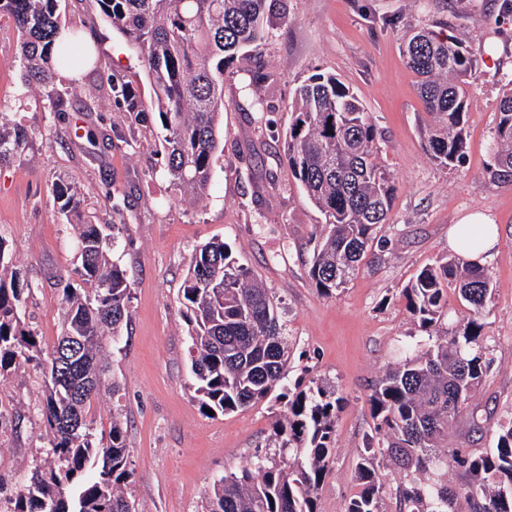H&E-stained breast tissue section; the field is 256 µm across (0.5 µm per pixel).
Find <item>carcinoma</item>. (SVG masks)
Returning a JSON list of instances; mask_svg holds the SVG:
<instances>
[{
  "label": "carcinoma",
  "mask_w": 512,
  "mask_h": 512,
  "mask_svg": "<svg viewBox=\"0 0 512 512\" xmlns=\"http://www.w3.org/2000/svg\"><path fill=\"white\" fill-rule=\"evenodd\" d=\"M62 0H0V18L19 33L22 79L55 108L67 89L62 73L95 63L81 33L61 21ZM99 12L141 55L155 97L144 102L133 83L113 74L101 84L108 100L140 121L151 114L174 190L205 201L220 146L224 72L238 55L271 35L275 0H94ZM408 67L431 120L420 134L429 158L443 169L465 160L466 95L475 61L456 40L429 29L402 36ZM285 159L306 199L323 216L308 277L329 296L352 280L367 244L386 232L395 184L378 161L376 124L363 103L332 74L311 75L288 103ZM32 134L0 123V165L20 155ZM493 180L512 178V87L502 92L489 142ZM53 205L77 229L79 281L62 286L61 331L48 344L24 321L33 284L23 279L0 238V374L36 362L41 370L40 415L49 449L28 484L0 485L3 512H135L125 496L131 477L121 417L97 433L92 402L109 382L106 341L130 319L132 282L112 259L104 225L87 197L66 177L52 183ZM469 317L448 327V286ZM493 288L485 267L445 256L402 288L406 308L427 340L372 385L374 434L360 453V489L345 512H381L395 496L399 512H512V420L497 426L495 446L448 452V431L494 368L493 346L481 321ZM188 322L194 393L201 408L228 414L274 395L283 401L272 426L286 461L257 456L250 466L214 481L204 512H318V491L336 453L340 399L320 387L288 389V343L276 297L222 241L192 256L180 288ZM391 466L400 481L380 474ZM452 467L469 476L464 489L448 484Z\"/></svg>",
  "instance_id": "1"
}]
</instances>
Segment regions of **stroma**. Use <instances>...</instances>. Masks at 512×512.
I'll return each mask as SVG.
<instances>
[{
    "label": "stroma",
    "instance_id": "stroma-1",
    "mask_svg": "<svg viewBox=\"0 0 512 512\" xmlns=\"http://www.w3.org/2000/svg\"><path fill=\"white\" fill-rule=\"evenodd\" d=\"M284 3L286 17L275 21L272 37L224 75V154L199 206L177 197L155 153L160 133L153 120H131L97 101L103 73L82 71L81 89L66 97L62 111L34 103L21 79L14 24L0 19V113L32 134L29 149L0 166V236L35 286L26 319L50 342L60 329L57 282L75 268V233L50 193L55 178L75 182L94 201L99 223L111 227L112 256L132 281L131 318L106 346L119 391L101 393L93 413L101 428L114 410L128 419L134 475L126 495L137 512H201L215 479L255 455H281L270 437L279 401L210 416L190 387L188 327L178 293L191 254L216 238L272 289L291 343L289 384L315 383L343 399L318 512H344L357 492L355 467L373 426L371 386L423 339L401 288L448 253L449 228L469 214L486 215L500 230L485 263L494 291L482 313L496 364L471 405L492 425L512 417V181L494 182L487 173L499 99L512 81V10L505 0ZM62 22L80 29L109 71L135 76L141 99L153 98L143 61L101 18L94 0H66ZM410 26L446 29L475 59L466 160L450 171L437 167L422 144L420 129L429 116L401 52ZM258 70L272 72V80L252 85ZM315 73L336 75L361 98L396 186L388 243L372 245L347 288L331 296L308 277L312 232L322 217L284 161L288 101ZM40 376L33 363L0 375L6 421L0 482L8 488L26 482L48 446L38 410ZM492 425L475 435L460 421L448 445L475 452L492 447Z\"/></svg>",
    "mask_w": 512,
    "mask_h": 512
}]
</instances>
